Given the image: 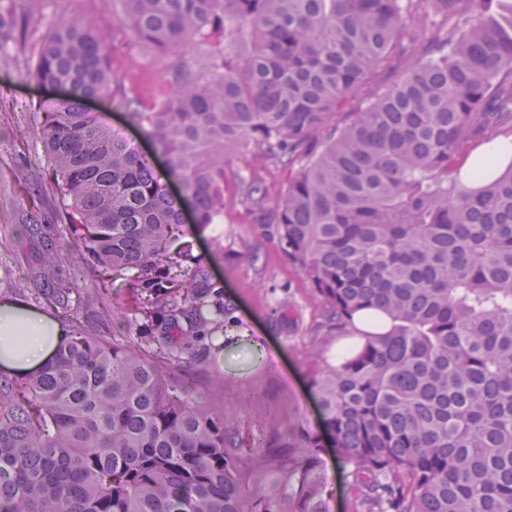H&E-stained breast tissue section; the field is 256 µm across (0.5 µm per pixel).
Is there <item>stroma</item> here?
Listing matches in <instances>:
<instances>
[{
	"mask_svg": "<svg viewBox=\"0 0 512 512\" xmlns=\"http://www.w3.org/2000/svg\"><path fill=\"white\" fill-rule=\"evenodd\" d=\"M45 23L80 13L109 36L112 67L125 90L135 93L145 111H155L173 91L170 71L187 59L204 62L239 56L241 46L191 43L168 54L130 38L119 0H42ZM39 33L11 42L0 29V300L34 306L29 270L43 247L41 230L54 229L53 244L67 253L75 275L74 301L88 330L121 335L127 331L128 292L103 293V280L91 277L81 244L64 227L65 214L47 159L39 147L37 109L50 91L28 75L39 51ZM258 180L278 196L288 172L255 165L243 156L224 166V222L195 234L194 253L209 270L224 300V331L213 336L201 363L188 376L202 398H210L218 362L224 376V413L232 430L257 437L322 430L317 399L306 377L311 350L336 358L348 344L329 334L311 285L277 246L274 209L257 211L243 201L242 183ZM321 468L327 512H352L349 480L333 448H323Z\"/></svg>",
	"mask_w": 512,
	"mask_h": 512,
	"instance_id": "obj_1",
	"label": "stroma"
}]
</instances>
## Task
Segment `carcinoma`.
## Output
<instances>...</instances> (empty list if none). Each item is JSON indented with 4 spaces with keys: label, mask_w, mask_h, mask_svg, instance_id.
Segmentation results:
<instances>
[{
    "label": "carcinoma",
    "mask_w": 512,
    "mask_h": 512,
    "mask_svg": "<svg viewBox=\"0 0 512 512\" xmlns=\"http://www.w3.org/2000/svg\"><path fill=\"white\" fill-rule=\"evenodd\" d=\"M29 2L16 40L42 31L31 76L67 88L40 138L68 232L131 290L150 341L85 329L68 261L44 256L33 295L65 336L41 368L0 374V512H325L323 436L353 512H512V155L461 173L473 143L512 133V0H122L128 34L160 54L213 35L245 47L174 68L155 112L121 87L98 28H45ZM95 99L144 128L181 194ZM230 150L288 169L278 247L329 329L356 337L334 362L311 356L321 437L254 447L185 383L183 354L224 331V301L194 232L171 238L188 208L197 227L224 213ZM245 200L262 208L268 189L251 181ZM400 75L399 67L386 69L378 74L371 84L369 90L364 95L356 97L350 100L344 111L336 114V124L342 126L346 121V115L344 112H355L363 108L366 104V97L369 93H379L385 87L397 80Z\"/></svg>",
    "instance_id": "1"
}]
</instances>
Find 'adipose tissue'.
Returning a JSON list of instances; mask_svg holds the SVG:
<instances>
[{
  "mask_svg": "<svg viewBox=\"0 0 512 512\" xmlns=\"http://www.w3.org/2000/svg\"><path fill=\"white\" fill-rule=\"evenodd\" d=\"M62 336L60 325L43 312L0 303V367L36 370L53 356Z\"/></svg>",
  "mask_w": 512,
  "mask_h": 512,
  "instance_id": "ef3b65f1",
  "label": "adipose tissue"
}]
</instances>
